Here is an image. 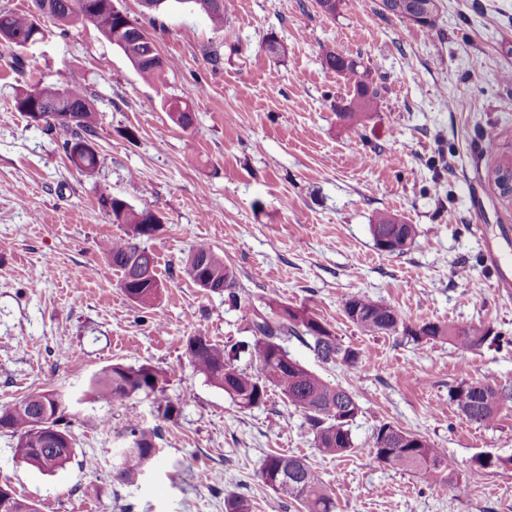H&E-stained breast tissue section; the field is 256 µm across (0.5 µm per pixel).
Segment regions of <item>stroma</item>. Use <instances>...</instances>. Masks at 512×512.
<instances>
[{
  "label": "stroma",
  "instance_id": "1",
  "mask_svg": "<svg viewBox=\"0 0 512 512\" xmlns=\"http://www.w3.org/2000/svg\"><path fill=\"white\" fill-rule=\"evenodd\" d=\"M114 2L154 38L161 79L144 81L89 24L50 29L27 50L43 84L67 73L93 101L105 158L94 176L80 175L60 140L15 110L27 82L0 47V406L50 389L80 395L95 372L121 363L159 370L175 413L163 419L143 397L73 405L75 454L52 474L18 461L14 440L0 435V485L39 512H224L231 492L252 512H298L257 477L268 454L286 451L319 473L336 512H512V400L484 425L448 395L474 378L512 390V346L464 351L445 340L368 336L342 308L363 294L415 323L512 336V197L487 179L512 160V82L498 79L512 70V0H441L429 30L382 14L379 0H342L332 18L312 0H234L220 28L187 9L148 14L139 0ZM271 37L281 54L267 51ZM327 46L360 57L382 85L368 120L338 117L350 89L325 65ZM177 98L192 106L190 129L168 116ZM490 134L494 153L484 147ZM104 194L161 219L145 242L162 285L151 308L123 293L100 251L125 230L101 207ZM380 212L417 225L407 253L375 247L370 226ZM199 243L233 268L240 306L184 275ZM273 299L315 312L360 351L350 367L322 363L300 338L283 342L353 392L355 444L394 422L445 451L460 474L453 486L362 451L320 455L279 392L242 410L194 371L187 337L250 344L248 310L267 311ZM131 416L158 428L161 453L120 485L115 435ZM484 453L503 463L471 482L467 471Z\"/></svg>",
  "mask_w": 512,
  "mask_h": 512
}]
</instances>
